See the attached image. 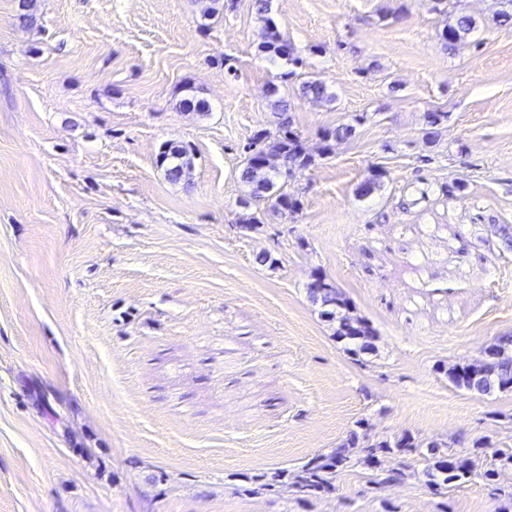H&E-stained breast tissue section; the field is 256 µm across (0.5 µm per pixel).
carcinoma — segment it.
<instances>
[{"mask_svg":"<svg viewBox=\"0 0 512 512\" xmlns=\"http://www.w3.org/2000/svg\"><path fill=\"white\" fill-rule=\"evenodd\" d=\"M475 29L473 19L462 15L448 23L442 33L444 43L454 49L465 42ZM263 52L286 62L291 67L288 74L304 65L303 59L295 54L291 42L277 27L264 22ZM302 96L314 100L331 98L326 85L317 77L308 76L301 83ZM278 86H273L271 102L275 134L263 132L255 136L246 147V156L240 171V180L249 187V193L241 200L250 207L263 199L274 201L273 208L288 214L300 209L301 201L288 192L287 179L296 168H306L314 158L304 147L299 135L293 129V119L288 102L277 97ZM192 148L182 142L168 141L159 152L158 162L165 168L168 179L177 182L187 176L192 168ZM308 290L320 297L321 304L333 307L331 313L337 320L336 336L350 340L349 352L359 356L364 353L366 339L373 337L374 329L364 319L351 313V304L335 284L321 275L315 276ZM448 382L456 388H478L482 382L496 387L506 379L512 380V336L496 339L494 351L475 363L456 365L448 369ZM420 443L412 436L403 435L394 440H374L367 433L365 425L358 424V430L349 434L346 442L328 453L311 457L296 472L280 471L273 477V483H289L303 499L315 498L335 490L338 470L357 457V462L373 471L381 470L382 458L388 455L406 456L419 452ZM473 451L466 456L439 453L430 449L427 476L434 490L448 489L470 480L477 467H482L481 477L491 486L493 494L505 496L512 501V490H506L501 483V467L512 464V446L497 448L487 454L489 443L477 439L471 442Z\"/></svg>","mask_w":512,"mask_h":512,"instance_id":"1","label":"carcinoma"}]
</instances>
